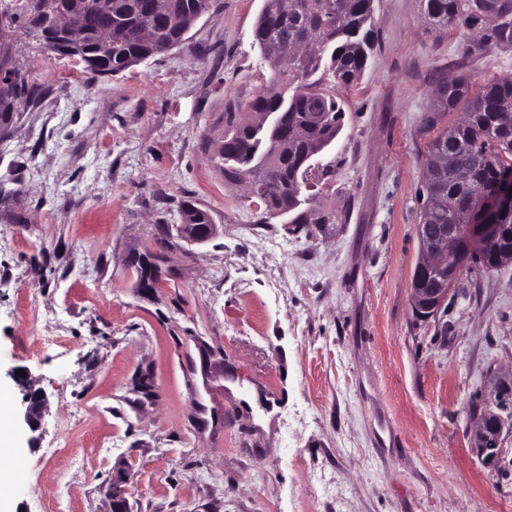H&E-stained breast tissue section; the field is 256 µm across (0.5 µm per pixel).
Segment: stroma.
<instances>
[{
  "mask_svg": "<svg viewBox=\"0 0 512 512\" xmlns=\"http://www.w3.org/2000/svg\"><path fill=\"white\" fill-rule=\"evenodd\" d=\"M262 4L212 0L182 45L106 76L12 31L37 97L0 133L7 512H108L127 463L128 512H512V436L490 465L470 448L472 407L512 377V264L463 274L426 319L409 288L433 79L512 77V50L468 52L425 0H374L373 56L320 157L336 221H267L210 160L225 107L271 77ZM186 202L210 240L181 237ZM15 366L48 397L34 451Z\"/></svg>",
  "mask_w": 512,
  "mask_h": 512,
  "instance_id": "stroma-1",
  "label": "stroma"
}]
</instances>
